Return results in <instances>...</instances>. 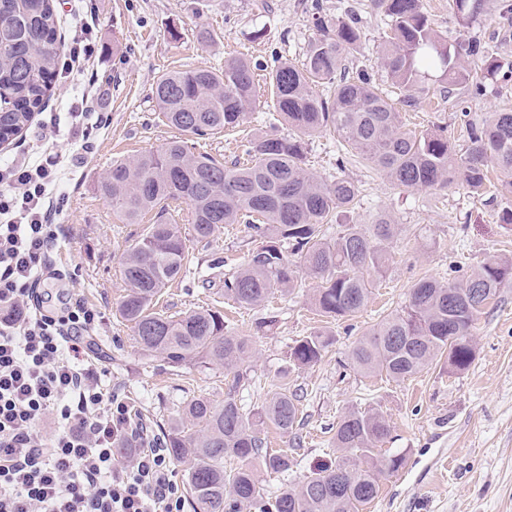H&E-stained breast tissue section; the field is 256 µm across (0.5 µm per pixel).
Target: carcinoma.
Wrapping results in <instances>:
<instances>
[{
  "label": "carcinoma",
  "instance_id": "carcinoma-1",
  "mask_svg": "<svg viewBox=\"0 0 512 512\" xmlns=\"http://www.w3.org/2000/svg\"><path fill=\"white\" fill-rule=\"evenodd\" d=\"M387 18L381 66L403 92L402 106L417 108L426 88L425 70L436 68L452 86L477 96L481 83L471 75V60L486 56L474 44L437 33L422 0H375ZM464 26L486 10V0H450ZM316 36L302 66L283 61L269 72L271 100L291 127L281 135L263 132L249 143L247 159L227 166L198 153L191 141L244 124L256 106L255 66L245 58L224 60L215 70L184 69L161 75L153 88L159 120L180 136L164 147L105 170L100 190L123 224H138L156 212L157 220L121 260L126 294L119 305L141 350L161 355L171 366H221L232 374L231 389L247 372L241 369L251 345L224 325V316L198 309L182 316L157 310L163 290L181 277L189 239H208L224 224H251L260 237L244 266L224 279V296L245 307H259L274 295L299 287V270L319 281L313 304L328 318L352 317L369 302L374 278L385 272L398 224L385 211L370 224L325 225L350 210L358 186L349 177L325 181L305 167L308 137L324 130L340 139L338 165L355 157L389 182L436 190L453 184L480 193L489 164L512 185V112H490L469 128L459 153L442 129L403 128L400 112L361 70H347L359 48L355 17L313 18ZM55 0H0V139L7 141L31 121L44 103L58 68ZM328 85L330 94L317 91ZM173 202L189 207L192 237L166 217ZM299 256L294 262L292 256ZM512 279V259L491 260L458 282L423 280L401 309L367 329L350 358L366 376L395 382L443 358L448 369L463 371L474 358L472 328L502 285ZM330 339L317 330L295 341L288 367L319 362ZM301 396L277 392L266 405L245 410L229 394L216 403L199 396L185 402L165 431L172 460L185 466L193 512H361L380 489L381 479L401 468L402 454L375 453L390 425L375 410H352L336 422L335 463L301 481L286 482L272 501L263 497L259 470L287 475L294 458L265 448L261 431L274 426L284 435L299 425ZM238 466L227 471L224 460Z\"/></svg>",
  "mask_w": 512,
  "mask_h": 512
}]
</instances>
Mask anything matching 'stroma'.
I'll list each match as a JSON object with an SVG mask.
<instances>
[{
  "mask_svg": "<svg viewBox=\"0 0 512 512\" xmlns=\"http://www.w3.org/2000/svg\"><path fill=\"white\" fill-rule=\"evenodd\" d=\"M423 4L435 30L446 34L449 43H481L500 66L485 78V92L478 98L429 71L426 96L417 109L404 112L409 128L443 129L459 145L470 124L481 122L487 113L512 111V23L503 17L512 0H490L489 10L465 28L457 24L448 0ZM315 7L332 19L356 14L361 45L347 64L365 70L384 96L399 101V89L378 60L385 18L372 0H61V35L72 37L71 15L88 10L104 59L95 63L92 75L55 76L46 109L61 111L73 86L89 83L109 121L90 155L77 157L73 137L62 136L55 143L63 159L76 161L65 172V234L54 252L57 266L71 276L40 286L37 298L48 310L58 309L63 297L98 310L93 349L102 367V385L125 397L153 433H162L192 397L204 395L219 403L231 393L256 409L285 386L302 396L297 434L287 436L269 426L265 437L269 449L292 454V481L330 461L331 438L342 415L354 408H375L391 426L381 453H400L405 461L382 479L364 512H512V281L505 282L478 317L474 361L464 371H449L442 361L397 383L365 377L349 358L361 334L404 306L420 279L453 282L481 263L512 257V228L502 219L504 209L512 208V191L498 169L489 173L490 193L478 196L460 185L437 191L398 187L371 169L347 165L345 173L358 185L359 196L346 222L368 224L383 210L402 232L389 244V266L376 279L365 309L340 321L315 311L317 282L309 277L299 292L275 298L263 308H242L225 298V276L239 270L256 245L251 226L228 224L208 240L190 242L187 273L164 290L158 307L172 315L217 309L226 325L248 337L249 379L239 387H232L224 368H174L161 355L143 352L119 314L125 293L121 258L155 216L147 214L139 224L119 223L98 185L112 161L158 150L174 136V129L158 122L154 112L157 77L177 69H217L230 57L258 63V101L248 122L195 144L199 152L234 162L262 131L288 134L287 124L267 104L266 82L275 62L302 63L315 35ZM203 29L211 32L212 41L201 42ZM336 141L330 131L308 141L306 166L326 180L337 172ZM269 314L277 320L275 327L257 330V320ZM320 328L333 337L321 361L281 377L295 340Z\"/></svg>",
  "mask_w": 512,
  "mask_h": 512,
  "instance_id": "35a3bbf8",
  "label": "stroma"
}]
</instances>
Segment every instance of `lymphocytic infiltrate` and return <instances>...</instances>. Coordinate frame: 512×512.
I'll return each mask as SVG.
<instances>
[{"instance_id": "obj_1", "label": "lymphocytic infiltrate", "mask_w": 512, "mask_h": 512, "mask_svg": "<svg viewBox=\"0 0 512 512\" xmlns=\"http://www.w3.org/2000/svg\"><path fill=\"white\" fill-rule=\"evenodd\" d=\"M101 121L85 96L43 113L35 136L66 123L87 150ZM57 180L50 153L0 159V512H183L166 449L88 361L96 310L31 300L67 277L52 263L69 200Z\"/></svg>"}]
</instances>
